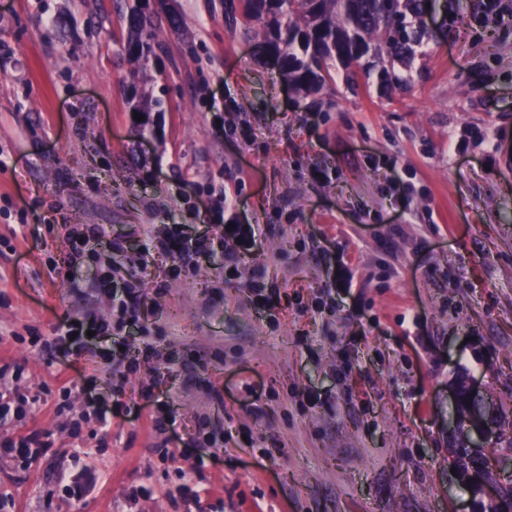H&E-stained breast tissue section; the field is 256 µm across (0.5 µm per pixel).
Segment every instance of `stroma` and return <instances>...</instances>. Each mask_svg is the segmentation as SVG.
I'll list each match as a JSON object with an SVG mask.
<instances>
[{"instance_id":"obj_1","label":"stroma","mask_w":512,"mask_h":512,"mask_svg":"<svg viewBox=\"0 0 512 512\" xmlns=\"http://www.w3.org/2000/svg\"><path fill=\"white\" fill-rule=\"evenodd\" d=\"M477 6L431 0L394 91L340 68L302 98L224 0H166L140 123L115 0H0V441H46L0 456V512H478L448 418L472 379L512 437V13ZM144 224L259 233L143 285ZM106 266L139 319L71 351L52 329L111 315Z\"/></svg>"}]
</instances>
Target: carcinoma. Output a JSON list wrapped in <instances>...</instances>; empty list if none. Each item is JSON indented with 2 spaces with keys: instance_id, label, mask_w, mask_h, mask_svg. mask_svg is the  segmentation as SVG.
Returning <instances> with one entry per match:
<instances>
[{
  "instance_id": "cac0c4a2",
  "label": "carcinoma",
  "mask_w": 512,
  "mask_h": 512,
  "mask_svg": "<svg viewBox=\"0 0 512 512\" xmlns=\"http://www.w3.org/2000/svg\"><path fill=\"white\" fill-rule=\"evenodd\" d=\"M140 0H123L120 16L127 37L122 52L131 63L124 85L135 112H151L162 101L142 87L144 67L154 53L161 16L141 8ZM427 0H224V19L263 39L267 55L298 95L314 96L333 80L341 64L348 80L373 58L378 84L392 85L390 69L407 62L428 37L423 22ZM455 467L485 464L483 453L451 449Z\"/></svg>"
}]
</instances>
